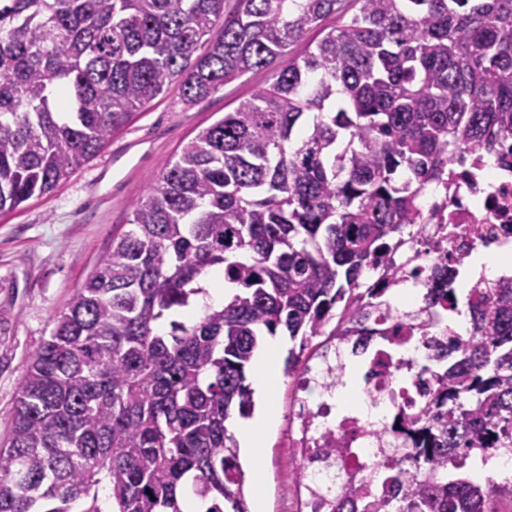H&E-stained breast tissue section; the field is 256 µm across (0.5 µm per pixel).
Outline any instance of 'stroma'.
I'll list each match as a JSON object with an SVG mask.
<instances>
[{"mask_svg": "<svg viewBox=\"0 0 512 512\" xmlns=\"http://www.w3.org/2000/svg\"><path fill=\"white\" fill-rule=\"evenodd\" d=\"M270 80V70H255L194 104L184 103L179 85H171L50 196L0 214V448L8 445L32 357L113 239L128 231L131 203L198 131ZM288 385V375H281L275 389L280 416L261 448L262 479L247 483V499H262L263 512L291 509L297 466L286 448Z\"/></svg>", "mask_w": 512, "mask_h": 512, "instance_id": "35a3bbf8", "label": "stroma"}]
</instances>
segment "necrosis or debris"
I'll return each instance as SVG.
<instances>
[{"label":"necrosis or debris","instance_id":"4bbe7bcc","mask_svg":"<svg viewBox=\"0 0 512 512\" xmlns=\"http://www.w3.org/2000/svg\"><path fill=\"white\" fill-rule=\"evenodd\" d=\"M429 189L415 230L391 265L368 268L365 287L384 289L389 297L410 288L422 302L434 286V267H453L458 286L466 288L478 278L472 269L476 255L512 259V136L493 151L467 152L463 164L452 165ZM422 317L418 324L398 318L390 308L371 311L368 325L379 334L360 357V402L338 407L333 390L322 385L327 369L336 365L339 337H326L292 372L287 448L306 471L294 487L293 512H334L336 497L325 488L333 470L357 497L370 498L374 462L381 456L391 464L399 459L404 434L376 436L371 415L379 413L385 424L403 421L429 391L417 372L434 355L424 338L447 342L451 335L445 304L430 306ZM338 448L351 449L349 464L338 465Z\"/></svg>","mask_w":512,"mask_h":512}]
</instances>
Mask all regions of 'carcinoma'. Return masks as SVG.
<instances>
[{"instance_id": "1", "label": "carcinoma", "mask_w": 512, "mask_h": 512, "mask_svg": "<svg viewBox=\"0 0 512 512\" xmlns=\"http://www.w3.org/2000/svg\"><path fill=\"white\" fill-rule=\"evenodd\" d=\"M336 26L307 41L329 16ZM206 50L199 54L201 46ZM271 83L188 142L56 319L0 448V512H249L226 422L252 413L260 336L363 325L364 273L463 148L512 132V0H0V213L51 194L173 83L187 104ZM211 269L236 288L192 322ZM469 316L411 433L412 489L376 512H489L512 479H448L512 448V279L433 288ZM336 486L335 512H367ZM109 491L103 485L99 486L97 498L93 491L87 497H84L72 504L73 512H94L96 510L105 512L112 510V500L108 498Z\"/></svg>"}]
</instances>
